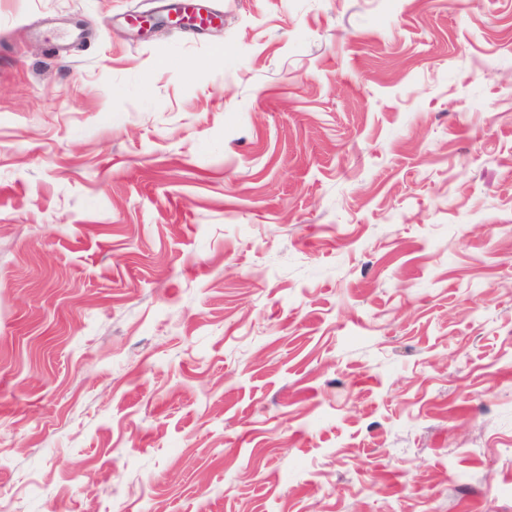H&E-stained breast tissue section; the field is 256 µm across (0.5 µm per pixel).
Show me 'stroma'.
Instances as JSON below:
<instances>
[{
  "mask_svg": "<svg viewBox=\"0 0 512 512\" xmlns=\"http://www.w3.org/2000/svg\"><path fill=\"white\" fill-rule=\"evenodd\" d=\"M0 0L11 512H512V0ZM174 8L177 22L195 29L204 30L216 20H222L223 13L220 10L204 3L205 0H179Z\"/></svg>",
  "mask_w": 512,
  "mask_h": 512,
  "instance_id": "stroma-1",
  "label": "stroma"
}]
</instances>
